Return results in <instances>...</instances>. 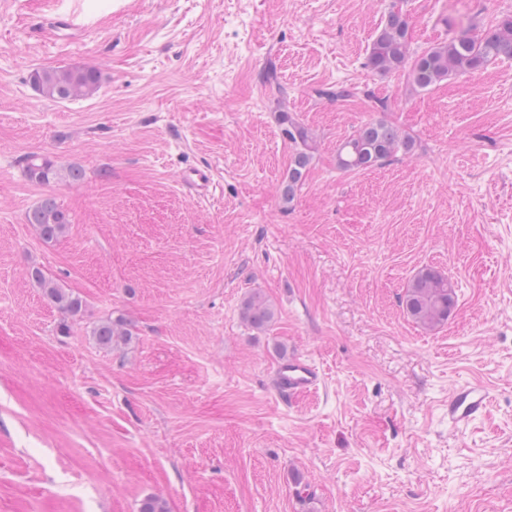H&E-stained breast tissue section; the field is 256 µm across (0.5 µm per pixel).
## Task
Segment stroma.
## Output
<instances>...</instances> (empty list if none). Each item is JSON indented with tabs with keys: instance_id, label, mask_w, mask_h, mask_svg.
I'll list each match as a JSON object with an SVG mask.
<instances>
[{
	"instance_id": "obj_1",
	"label": "stroma",
	"mask_w": 512,
	"mask_h": 512,
	"mask_svg": "<svg viewBox=\"0 0 512 512\" xmlns=\"http://www.w3.org/2000/svg\"><path fill=\"white\" fill-rule=\"evenodd\" d=\"M390 3L0 0V512H512V59L425 91L376 74ZM404 8L420 53L512 0ZM60 65L98 68L97 93L42 95L33 70ZM283 111L317 143L288 208ZM381 118L414 155L337 170ZM33 156L85 176L29 181ZM48 196L71 219L51 242L26 221ZM35 266L82 300L69 333ZM425 266L457 293L433 329L401 305ZM253 292L263 331L241 317ZM109 317L128 344H97ZM284 356L318 389L282 399ZM476 382L486 410L449 422ZM181 182L184 187L197 192L207 191L213 183V174L209 168L191 167L183 171ZM241 314L244 321L256 329L268 328L274 317L269 301L260 293H252L243 302ZM97 343L104 348L126 344L133 336L131 324L122 318L105 320L93 329Z\"/></svg>"
}]
</instances>
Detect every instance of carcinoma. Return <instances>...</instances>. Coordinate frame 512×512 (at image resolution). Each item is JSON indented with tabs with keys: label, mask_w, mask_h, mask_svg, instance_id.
<instances>
[{
	"label": "carcinoma",
	"mask_w": 512,
	"mask_h": 512,
	"mask_svg": "<svg viewBox=\"0 0 512 512\" xmlns=\"http://www.w3.org/2000/svg\"><path fill=\"white\" fill-rule=\"evenodd\" d=\"M410 25V18L400 2L393 0L383 25L369 46L366 67L380 75L407 68L412 84L427 90L453 75L479 71L502 58L512 59V15L484 29L478 28L475 22L469 23L448 41L418 55L411 50ZM100 78V72L94 67H52L32 74L33 83L39 90L47 97L59 101L93 95L99 88ZM280 125L281 135L291 149L288 169L279 187L280 200L288 205L294 201L303 185L314 145L310 130L292 114L280 113ZM414 148L413 138L393 123L374 120L339 145L336 150V166L345 172L368 170L399 154L410 156ZM58 175V170L50 160L36 156L25 170L27 178L43 183ZM27 223L35 225L42 239L50 242L65 233L70 218L54 199L47 197L28 213ZM29 276L61 313L73 318L81 312L80 298L59 288L41 268H32ZM456 302L453 283L448 276L431 266L416 273L402 300L407 316L426 329H433L448 321ZM241 314L251 327L260 330L268 328L274 317L269 301L257 292L244 300ZM93 336L100 346L110 348L130 341L133 331L130 323L118 318L97 324Z\"/></svg>",
	"instance_id": "carcinoma-1"
}]
</instances>
